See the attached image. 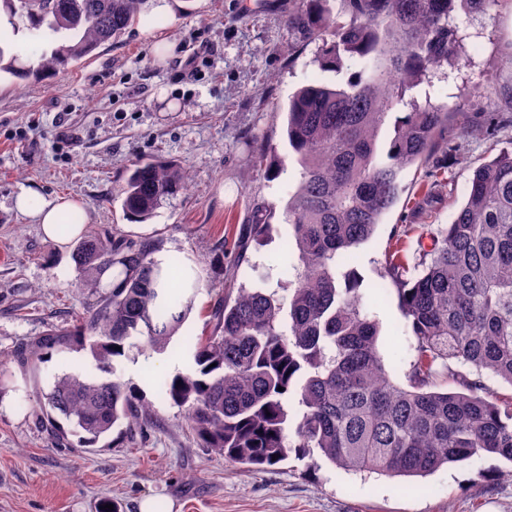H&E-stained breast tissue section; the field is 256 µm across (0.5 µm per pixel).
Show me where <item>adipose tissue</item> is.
Listing matches in <instances>:
<instances>
[{
	"label": "adipose tissue",
	"instance_id": "ef3b65f1",
	"mask_svg": "<svg viewBox=\"0 0 512 512\" xmlns=\"http://www.w3.org/2000/svg\"><path fill=\"white\" fill-rule=\"evenodd\" d=\"M179 0H143L140 11L141 34L151 39L157 53V61H165L175 52V45L167 39L158 37L152 25L153 20L174 22ZM14 205L21 213L32 217L40 224L44 236L56 242L58 246H66L69 241L80 238L86 231L89 214L83 205L74 200L43 198L31 189H21L15 196ZM79 213L80 219L73 224L68 236L62 237L57 233L58 224L71 213Z\"/></svg>",
	"mask_w": 512,
	"mask_h": 512
}]
</instances>
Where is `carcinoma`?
Wrapping results in <instances>:
<instances>
[{"instance_id":"obj_1","label":"carcinoma","mask_w":512,"mask_h":512,"mask_svg":"<svg viewBox=\"0 0 512 512\" xmlns=\"http://www.w3.org/2000/svg\"><path fill=\"white\" fill-rule=\"evenodd\" d=\"M294 2L288 27L318 43L319 70L348 74L343 89L312 81L288 99L286 135L301 167L285 206L298 251L294 287L279 295L242 283L236 296H224L211 335L196 344L195 367L165 380V394L199 447L255 469L313 448L338 469L389 477H426L491 456L512 463V397L499 398L483 381L490 374L512 386V151L474 170L462 207L427 232L417 262L406 263L396 248L385 254L383 278L414 339L406 385L386 371L361 279L339 270L398 200L402 171L427 162L448 125V109L407 92L431 71L462 64L457 12L487 14L499 0H339L343 22L331 0ZM141 3L0 0L29 45L58 41L35 66L0 46V71L51 75L119 38L139 20ZM396 106L406 115L380 160L378 131ZM251 160L268 178L285 168L273 147ZM187 181L172 162L142 159L114 196L146 222ZM251 231L258 245L271 239L266 208ZM161 250L159 239L132 243L109 232L76 243L80 287L96 302L17 355L36 371L49 353L86 350L101 373L57 374L41 393L39 411L68 425L56 440L71 435L92 446L116 427L131 432L151 418V406L116 377V364L134 347L167 348L191 311L185 291L198 288L180 266L162 265ZM440 376L455 389H441Z\"/></svg>"}]
</instances>
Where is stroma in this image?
<instances>
[{
	"mask_svg": "<svg viewBox=\"0 0 512 512\" xmlns=\"http://www.w3.org/2000/svg\"><path fill=\"white\" fill-rule=\"evenodd\" d=\"M289 0H180L178 20L158 34L177 49L156 64L152 44L129 28L118 40L54 75L11 79L0 85V512H140L145 498L164 512H512V464L500 458L463 462L412 480L348 473L320 452L289 457L257 470L198 447L183 413L160 391L167 363L192 367L194 345L213 329L211 310L232 279L264 281L269 290L292 279L297 254L288 244L284 208L300 179L287 156L284 105L313 75L343 85L342 74L319 72L316 46L288 28ZM466 63L416 88L417 99L448 108V127L427 164L401 174L403 192L373 236L350 253L363 280V304L379 323L378 348L391 380L405 384L414 359L411 329L397 293L381 271L394 230L403 255L419 259L418 238L428 224L450 223L474 170L512 149V0L490 14L461 17ZM210 50L211 63L189 73L185 61ZM491 87L487 97L463 104L461 89ZM468 118L471 136L456 130ZM78 133L59 144L57 123ZM288 159L276 179L249 162L259 147ZM174 162L189 175L186 190L143 223L126 219L113 189L136 159ZM440 170L444 184L422 200L426 174ZM23 188L44 198L71 196L90 215V230L115 231L131 241L161 239L163 257L191 262L203 282L194 309L169 347L131 350L116 373L151 403L152 425L112 433L92 449L55 446L48 421L34 413L54 375L97 374L86 353H55L31 374L13 360L30 338L72 323L90 301L76 286L70 250H59L40 227L15 210ZM274 209L273 239L250 245L232 273L252 212Z\"/></svg>",
	"mask_w": 512,
	"mask_h": 512,
	"instance_id": "obj_1",
	"label": "stroma"
}]
</instances>
